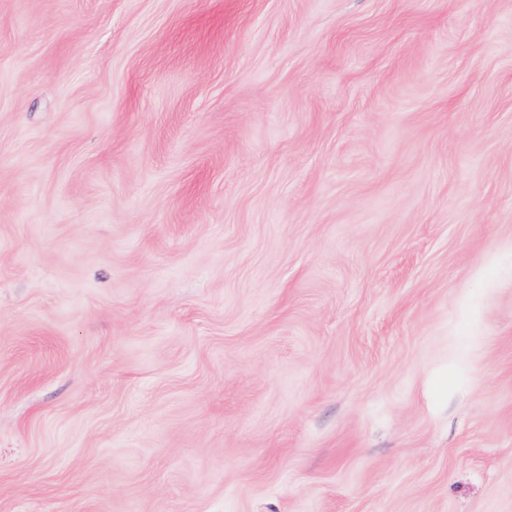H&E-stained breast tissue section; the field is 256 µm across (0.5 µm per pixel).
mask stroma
Masks as SVG:
<instances>
[{
    "label": "stroma",
    "instance_id": "obj_1",
    "mask_svg": "<svg viewBox=\"0 0 512 512\" xmlns=\"http://www.w3.org/2000/svg\"><path fill=\"white\" fill-rule=\"evenodd\" d=\"M0 512H512V0H0Z\"/></svg>",
    "mask_w": 512,
    "mask_h": 512
}]
</instances>
